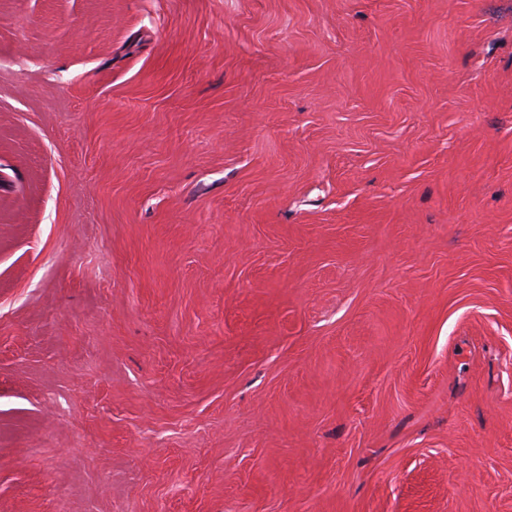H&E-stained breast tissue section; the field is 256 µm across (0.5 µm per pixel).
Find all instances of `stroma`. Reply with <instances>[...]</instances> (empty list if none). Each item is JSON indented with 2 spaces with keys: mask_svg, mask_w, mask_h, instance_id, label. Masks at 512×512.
I'll return each mask as SVG.
<instances>
[{
  "mask_svg": "<svg viewBox=\"0 0 512 512\" xmlns=\"http://www.w3.org/2000/svg\"><path fill=\"white\" fill-rule=\"evenodd\" d=\"M0 512H512V0H0Z\"/></svg>",
  "mask_w": 512,
  "mask_h": 512,
  "instance_id": "obj_1",
  "label": "stroma"
}]
</instances>
